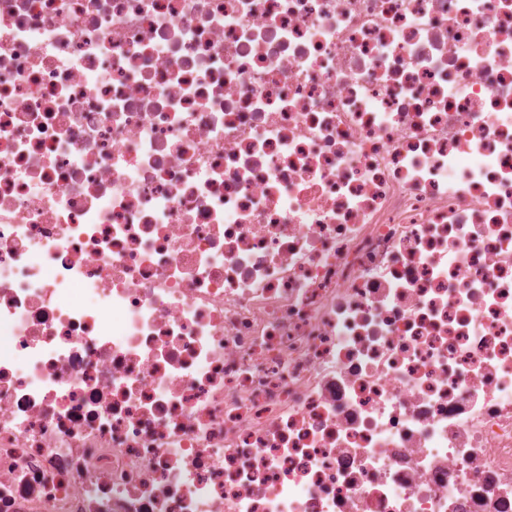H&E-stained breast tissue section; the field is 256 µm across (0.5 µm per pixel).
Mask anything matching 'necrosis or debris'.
<instances>
[{
  "instance_id": "4bbe7bcc",
  "label": "necrosis or debris",
  "mask_w": 512,
  "mask_h": 512,
  "mask_svg": "<svg viewBox=\"0 0 512 512\" xmlns=\"http://www.w3.org/2000/svg\"><path fill=\"white\" fill-rule=\"evenodd\" d=\"M0 512H512V0H0Z\"/></svg>"
}]
</instances>
